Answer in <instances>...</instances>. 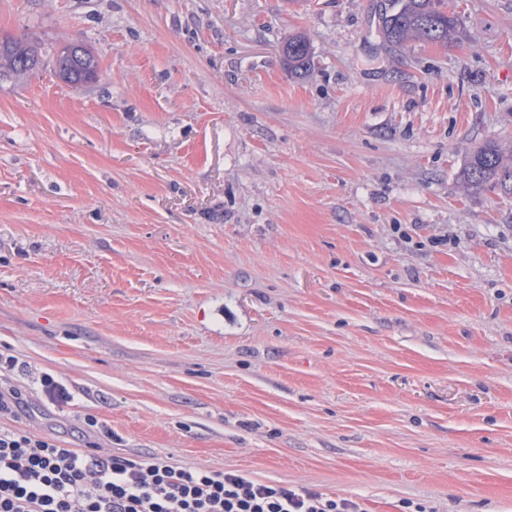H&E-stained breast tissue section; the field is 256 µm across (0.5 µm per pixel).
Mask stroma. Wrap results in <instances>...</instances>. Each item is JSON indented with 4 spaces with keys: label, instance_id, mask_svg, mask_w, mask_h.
I'll return each mask as SVG.
<instances>
[{
    "label": "stroma",
    "instance_id": "1",
    "mask_svg": "<svg viewBox=\"0 0 512 512\" xmlns=\"http://www.w3.org/2000/svg\"><path fill=\"white\" fill-rule=\"evenodd\" d=\"M394 51L389 0H0V350L19 425L364 512H512V0ZM305 32L307 73L281 46ZM80 41L102 79L53 58ZM52 375L69 394L52 399ZM40 63L34 45L25 37L0 39V80L27 76ZM460 179L467 190L490 187L512 195V147L487 141L473 148ZM18 360L13 356H4L0 353V419H9L17 422L28 407L26 394L6 378H2V369L8 373L13 371Z\"/></svg>",
    "mask_w": 512,
    "mask_h": 512
}]
</instances>
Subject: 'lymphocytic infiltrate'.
Wrapping results in <instances>:
<instances>
[{"label":"lymphocytic infiltrate","instance_id":"f902f5d3","mask_svg":"<svg viewBox=\"0 0 512 512\" xmlns=\"http://www.w3.org/2000/svg\"><path fill=\"white\" fill-rule=\"evenodd\" d=\"M17 364L0 354V512H364L351 499L260 483L237 470L101 454L102 426L92 414L81 448L15 428L28 407L6 377Z\"/></svg>","mask_w":512,"mask_h":512}]
</instances>
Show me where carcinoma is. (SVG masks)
<instances>
[{
	"label": "carcinoma",
	"mask_w": 512,
	"mask_h": 512,
	"mask_svg": "<svg viewBox=\"0 0 512 512\" xmlns=\"http://www.w3.org/2000/svg\"><path fill=\"white\" fill-rule=\"evenodd\" d=\"M383 38L392 45L406 48L416 39L429 43H452L462 34L458 14L448 12V0H391V8L381 20ZM311 45L303 33L288 37L283 60L297 75L307 71ZM59 76L69 83L98 80L99 63L81 43H70L56 54ZM40 63L34 45L25 37L0 39V80L27 76ZM463 186L470 189L490 187L512 195V147L487 141L468 153L460 174Z\"/></svg>",
	"instance_id": "obj_1"
}]
</instances>
